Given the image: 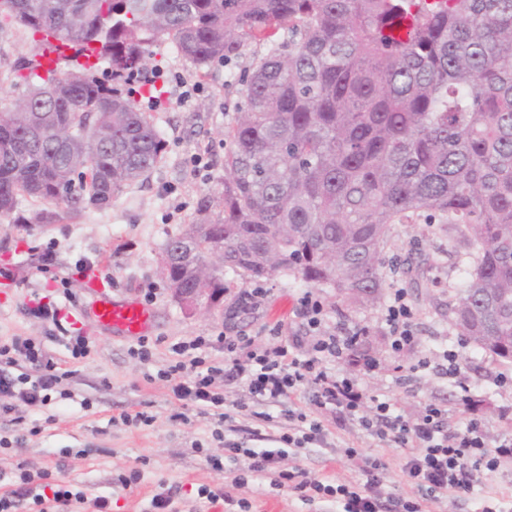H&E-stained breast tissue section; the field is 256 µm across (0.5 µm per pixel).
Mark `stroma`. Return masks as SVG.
Here are the masks:
<instances>
[{
    "instance_id": "stroma-1",
    "label": "stroma",
    "mask_w": 512,
    "mask_h": 512,
    "mask_svg": "<svg viewBox=\"0 0 512 512\" xmlns=\"http://www.w3.org/2000/svg\"><path fill=\"white\" fill-rule=\"evenodd\" d=\"M31 36L15 25L0 31V110L7 109L27 92L15 83V60L29 54ZM144 75L134 76L132 86L144 81L162 83L166 96L152 110V120L167 149L147 180L127 187L103 210L91 209L79 218L58 224L0 222V271L16 286L0 291V343L14 336L43 342L49 356L66 376L47 405H20L0 414V493L10 489L19 467L49 471L50 483L70 481L87 497H107L111 512H155L152 499L173 494L177 512H228L224 503L209 504L203 489L228 491L234 499L251 505V512H338L333 501L302 500L299 492L277 485L276 474L247 477L234 483V474L213 467L209 456H223L225 441L255 448L278 440L288 424L280 407H270L273 420L261 422L259 406L245 386H225L224 416L201 412L189 401L174 398L172 385L157 376L175 361L174 345L204 339L195 354L206 366L224 364V351L215 345L218 334L244 333L267 343L266 331L281 325L284 341L308 351V335L295 309L297 298L313 291L322 301L325 328L359 327L365 332L359 351L378 361L375 370L346 361L335 370L359 380L368 395L385 399L396 413L416 419L427 405L448 414L451 425L464 426L470 416L486 424L488 446L512 435V383L500 384V374H512V364L492 357L475 345L459 347V337L449 305L465 277L459 260L468 247L461 234L446 226L416 217L393 225L385 252L384 298L361 304L326 285L309 286L292 274L276 273L255 281L244 272L225 270L226 289L215 302H200L187 310L173 297L162 268L167 237L198 218L197 206L206 193L219 194L224 182V157L230 143L224 133L244 105L237 81L265 54L264 45L248 44L241 56L229 62H211L198 73L163 40L150 48ZM206 151V166L193 167L190 159ZM51 263H43L44 253ZM94 268L112 285L115 298H133L150 307L157 328L149 337L152 357L141 362L131 356L133 339H116L93 332V345L82 359H72L63 342L54 340V325L27 307L32 301L46 305L75 306L86 302L84 275ZM263 284L268 295L261 304L241 306V292ZM407 292L414 313L416 344L396 354L385 329L386 299L394 289ZM460 348V370L452 377L435 370H417L423 357L439 358L443 350ZM143 411L152 423L130 428L119 422L122 412ZM326 430L322 445L289 448L280 467L303 469L332 485L357 486L366 480L363 459L384 463L383 491L393 498L420 501L422 512H481L485 502L512 506V456L498 458L492 470L482 471L471 494L448 492L424 498L402 466L406 449L390 448L369 436L358 422L336 424L333 416L320 414ZM356 449L357 460H346V449ZM139 472L136 484L123 486L122 477Z\"/></svg>"
}]
</instances>
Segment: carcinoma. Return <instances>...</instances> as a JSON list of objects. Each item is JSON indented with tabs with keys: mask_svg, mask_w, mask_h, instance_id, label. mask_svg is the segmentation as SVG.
Returning <instances> with one entry per match:
<instances>
[{
	"mask_svg": "<svg viewBox=\"0 0 512 512\" xmlns=\"http://www.w3.org/2000/svg\"><path fill=\"white\" fill-rule=\"evenodd\" d=\"M13 25L33 39L13 66L31 108L0 123L1 218L21 197L45 205L25 224L106 208L164 156L150 115L95 66L32 80L48 38L76 56L94 46L116 78L141 73L159 40L201 73L262 42L227 131L222 210L203 196L204 224L165 251L189 247L205 264L222 238L221 268L259 278L278 249L279 269L370 301L391 226L424 213L473 248L459 334L512 362V319L487 344L470 314L485 296L512 310V0H0V30ZM169 281L197 287L181 265Z\"/></svg>",
	"mask_w": 512,
	"mask_h": 512,
	"instance_id": "carcinoma-1",
	"label": "carcinoma"
}]
</instances>
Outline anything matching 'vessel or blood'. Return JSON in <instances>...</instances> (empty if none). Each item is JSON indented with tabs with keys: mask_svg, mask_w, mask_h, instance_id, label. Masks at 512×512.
I'll return each mask as SVG.
<instances>
[{
	"mask_svg": "<svg viewBox=\"0 0 512 512\" xmlns=\"http://www.w3.org/2000/svg\"><path fill=\"white\" fill-rule=\"evenodd\" d=\"M95 52L89 51L77 57L59 42H52L42 58L44 70H52L63 62H77L82 66L94 64ZM91 301L89 313L101 331L111 337L134 338L146 336L153 332L156 320L152 311L135 300L113 299L109 289L104 288L100 276H91L86 283Z\"/></svg>",
	"mask_w": 512,
	"mask_h": 512,
	"instance_id": "obj_1",
	"label": "vessel or blood"
}]
</instances>
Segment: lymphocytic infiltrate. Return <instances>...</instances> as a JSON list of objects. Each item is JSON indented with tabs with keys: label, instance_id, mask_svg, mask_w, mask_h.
<instances>
[{
	"label": "lymphocytic infiltrate",
	"instance_id": "obj_1",
	"mask_svg": "<svg viewBox=\"0 0 512 512\" xmlns=\"http://www.w3.org/2000/svg\"><path fill=\"white\" fill-rule=\"evenodd\" d=\"M298 315L308 333L313 336L312 349L307 354L290 351L280 342L279 329H270L271 345L260 346L251 336H216V343L224 347L225 384L242 383L249 392L263 402L282 404L293 399L294 405L284 408L282 415L288 422V431L282 434L281 447L245 448L235 442H225L224 456L213 459L220 466L222 459L244 460L248 473L279 472L281 479L292 482L306 500L332 498L342 505V512H420L417 503L401 499L383 503L382 484L378 472L383 464L366 460V482L358 487L333 486L321 479L309 477L307 472L280 471L284 446L297 448L323 442L326 433L318 419L330 412L337 421L358 420L363 429L391 448H407L411 454L403 470L413 483L427 494L452 491L470 494L482 470L492 469L498 456L512 455V439L499 442L494 450L486 448L485 424L473 417L460 431H449L441 409L429 405L414 421L392 414L388 402L367 395L356 379L336 374L332 363L351 357L361 339L359 329L337 327L335 332L321 329L323 304L312 292H304L297 300ZM393 353H401L415 343L413 313L404 289H396L386 309ZM202 358L190 362H176L161 369L160 374L172 381V392L177 399L191 400L201 410H218L224 405V396L214 390V368H203ZM28 365L29 373L15 374L19 365ZM195 374L189 381L181 376L187 369ZM63 378L57 364L48 358L43 344L20 336L11 344L0 347V399H9L12 405H44L51 401L53 392ZM312 387L308 401H300L304 387ZM33 500L40 512H60L76 504L92 503L95 512H108L109 502L99 496L87 500L85 494L66 485L57 486L52 495L37 492L31 473L18 476L14 488L0 495V512H14L21 501Z\"/></svg>",
	"mask_w": 512,
	"mask_h": 512
}]
</instances>
